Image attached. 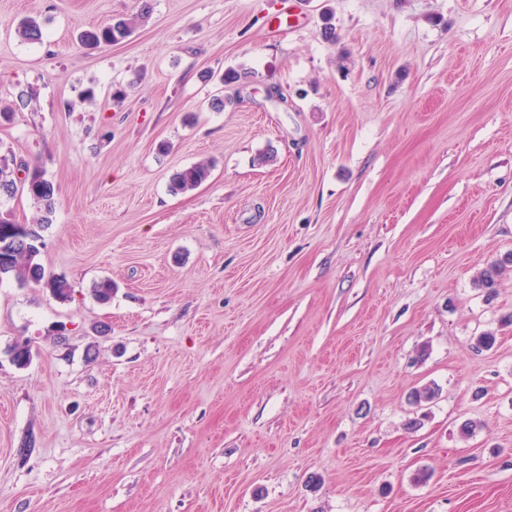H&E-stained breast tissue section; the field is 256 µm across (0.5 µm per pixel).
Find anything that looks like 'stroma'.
<instances>
[{"instance_id": "stroma-1", "label": "stroma", "mask_w": 512, "mask_h": 512, "mask_svg": "<svg viewBox=\"0 0 512 512\" xmlns=\"http://www.w3.org/2000/svg\"><path fill=\"white\" fill-rule=\"evenodd\" d=\"M22 91L73 294L0 281V512H512V0H0ZM144 5L143 12L131 18L118 19L112 23L85 31L81 35V41L89 47H98L101 44H119L130 37L135 27L144 20L148 11ZM211 168L212 163L203 160L176 171L171 178V191L177 193L195 189L208 179ZM509 268L512 271V253L488 264L474 279L476 286L485 290L487 297H492L500 279Z\"/></svg>"}]
</instances>
